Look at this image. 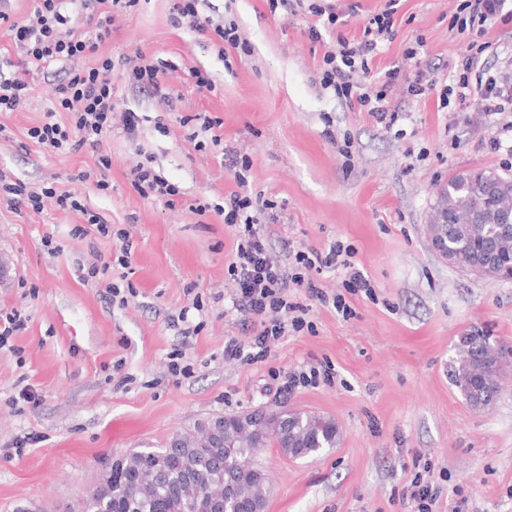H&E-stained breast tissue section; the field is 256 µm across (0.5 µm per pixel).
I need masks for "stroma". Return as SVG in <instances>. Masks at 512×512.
I'll list each match as a JSON object with an SVG mask.
<instances>
[{
	"mask_svg": "<svg viewBox=\"0 0 512 512\" xmlns=\"http://www.w3.org/2000/svg\"><path fill=\"white\" fill-rule=\"evenodd\" d=\"M334 8L335 26L310 41L320 17L309 4ZM174 0H138L114 9L112 35L99 52L115 62L112 96L140 122L127 134L122 121L100 152L57 154L27 131L51 107L60 70H30L28 106L0 112V171L30 189L76 192L111 224L109 238L75 236L79 214L46 201L42 213L14 208L0 196V313H20L22 331L0 348V512H73L114 457L162 444L173 432L210 417L276 403L332 418L335 448L299 459L263 449L267 512H414L405 488L431 462L441 488L438 512L457 495L472 512H512V357L489 407L466 403L448 377L459 336L470 329L512 347V283L479 279L451 267L429 232L437 193L455 172L488 168L512 179V112L491 118L441 106L472 41L452 35L457 0H303L294 15L270 11L267 0H209L216 17L236 22L250 54L224 55L211 35L171 22ZM509 23L485 34L489 64L512 76V0H498ZM394 9L393 35L363 81L370 92L386 72L423 74L430 87L412 97L395 89L404 117L385 129L318 84L324 53L337 37H359L374 14ZM143 53L168 63L159 93L131 85L123 57ZM213 83H196V72ZM220 120L221 146L200 152L188 138L193 117ZM333 138H326L325 128ZM499 150H491L490 139ZM352 142L344 159L335 146ZM232 150L252 161L247 190L275 196L285 209L269 225V242L328 249L353 246V261L376 291L348 295L354 314L311 303L314 332L271 347L258 365L224 360V341L239 335L224 301L234 291L227 274L236 239L214 207L237 191L222 161ZM108 154L109 189L79 182ZM178 186L175 205L142 197L136 165ZM204 213H197V206ZM132 233L125 279L127 306L106 300L81 279L83 265L111 259L117 230ZM52 247H45V240ZM200 298L198 334L173 327L182 307ZM181 350L191 378L171 376L169 355ZM328 365L331 385L279 391L272 372ZM132 376L118 386L116 372ZM38 400H19L23 385ZM33 435L24 448L16 438Z\"/></svg>",
	"mask_w": 512,
	"mask_h": 512,
	"instance_id": "1",
	"label": "stroma"
}]
</instances>
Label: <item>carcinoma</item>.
Returning <instances> with one entry per match:
<instances>
[{"label":"carcinoma","instance_id":"obj_1","mask_svg":"<svg viewBox=\"0 0 512 512\" xmlns=\"http://www.w3.org/2000/svg\"><path fill=\"white\" fill-rule=\"evenodd\" d=\"M512 212V180L487 169L456 173L439 192L433 242L464 266L477 249L492 244L503 264L512 263V233L501 223ZM512 348L477 330L460 336L449 374L473 407L491 405ZM335 421L278 406L216 416L195 429L172 434L159 448H132L112 460L81 512H267V485L254 456L277 448L304 458L339 443Z\"/></svg>","mask_w":512,"mask_h":512}]
</instances>
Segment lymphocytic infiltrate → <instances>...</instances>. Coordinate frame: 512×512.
<instances>
[{"label": "lymphocytic infiltrate", "mask_w": 512, "mask_h": 512, "mask_svg": "<svg viewBox=\"0 0 512 512\" xmlns=\"http://www.w3.org/2000/svg\"><path fill=\"white\" fill-rule=\"evenodd\" d=\"M134 0H38L34 12L21 22L10 21L0 11V22L7 24L9 36L18 53V74L0 75V112H18L26 108L29 84L22 74L30 68H46L55 64L67 67L68 75L54 87V102L43 122L28 129L30 139L58 154L76 152L83 148L100 151L104 139L112 132V116L116 103L112 97L111 57L101 55L100 45L112 32L115 6L129 7ZM205 0H176L172 23L198 34H209L221 41L225 54L247 52L248 46L238 26L232 22L214 19L203 10ZM491 0H461L453 14L452 26L458 33L485 35L495 23ZM394 25L393 10L375 14L357 39L337 38L333 50L325 52L319 72L323 90L348 106L363 107L384 127H393L402 117L392 108L388 98L390 87L397 81V72H389L379 90L361 91L360 78L370 71V63L389 38ZM484 45H477L466 55L457 70L452 85L445 89L444 98L455 101L459 112H479L491 117L512 112V78L489 68H479V55ZM94 57L91 67L77 68V61ZM66 112L69 124L56 121L55 115ZM235 170L239 185L236 192L225 197L218 213L227 226L233 227L237 238L236 250L228 265V273L235 283L230 302L232 310L241 317L244 334L229 338L224 343V359L241 365L265 362L272 343L292 333L313 331L308 320L309 308L296 299L297 291H305L310 300L334 308L343 317H350L352 309L345 295L327 291L313 280L309 271L345 269L348 278L347 293L373 290L364 274L355 267L353 247L336 242L329 249L292 248L283 244L273 249L266 228L275 221L276 200L251 196L246 191L252 163L248 157L235 156L229 161ZM0 190L9 195L11 203L23 205L34 212H42L45 200H54L64 210L82 213L85 225L80 236H117L121 242L111 262L91 263L81 278L96 281L110 267H128L132 242L129 232H113L92 212L86 211L79 196L71 191L56 192L51 188L38 191L27 189L22 183L7 182L0 172Z\"/></svg>", "instance_id": "1"}]
</instances>
